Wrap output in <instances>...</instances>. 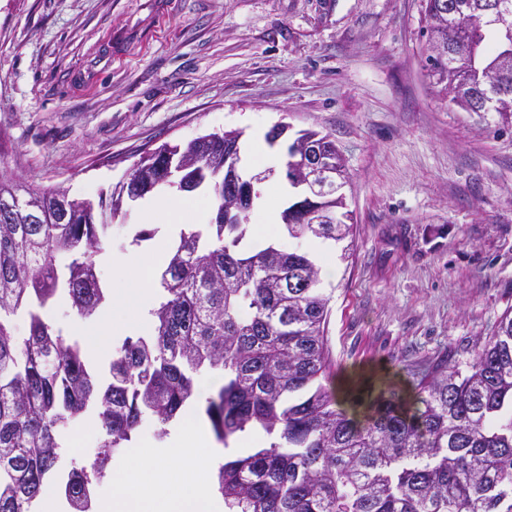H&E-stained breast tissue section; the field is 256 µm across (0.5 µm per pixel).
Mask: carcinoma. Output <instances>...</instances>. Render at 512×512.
Listing matches in <instances>:
<instances>
[{
    "label": "carcinoma",
    "mask_w": 512,
    "mask_h": 512,
    "mask_svg": "<svg viewBox=\"0 0 512 512\" xmlns=\"http://www.w3.org/2000/svg\"><path fill=\"white\" fill-rule=\"evenodd\" d=\"M478 17L493 1L424 0L425 11ZM451 56H426L428 76L453 82L450 103L465 112L512 106V55L491 27L461 37L446 26ZM225 135L192 140L188 173L215 203L209 231L181 232L160 273L152 330L125 338L105 387L80 346L40 310L63 290L88 317L105 300L94 257L106 221L160 185L152 159L98 203L79 200L58 222L60 186L39 187L0 172V512H33L61 459V433L89 407L103 431L89 464L70 462L63 483L70 512H90L91 492L112 454L146 418L160 438L178 419L204 370L224 386L204 407L215 439L262 430L266 443L217 469L225 512H512V312L497 321L465 367L435 359L412 373L413 403L385 385L359 421L341 408L331 382L325 329L328 298L305 252L274 243L244 251L245 224L224 223ZM40 222L30 221L31 211ZM288 237L342 241L351 224H312L289 205ZM29 319L28 335L11 319Z\"/></svg>",
    "instance_id": "cac0c4a2"
}]
</instances>
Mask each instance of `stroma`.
<instances>
[{
    "label": "stroma",
    "mask_w": 512,
    "mask_h": 512,
    "mask_svg": "<svg viewBox=\"0 0 512 512\" xmlns=\"http://www.w3.org/2000/svg\"><path fill=\"white\" fill-rule=\"evenodd\" d=\"M426 27L423 0H0V169L95 201L165 142L238 130L246 153L281 122L330 136L353 238L298 242L275 223L267 240L323 269L334 387L461 364L512 310V124L446 107ZM272 153L248 246L287 184L286 149ZM143 208L112 220L95 258L106 303L83 317L61 292L44 311L102 384L134 314L109 302L124 259L170 255L179 238Z\"/></svg>",
    "instance_id": "1"
}]
</instances>
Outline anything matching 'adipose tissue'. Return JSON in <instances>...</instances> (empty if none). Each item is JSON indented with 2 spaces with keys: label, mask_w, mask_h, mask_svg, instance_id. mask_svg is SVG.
Segmentation results:
<instances>
[{
  "label": "adipose tissue",
  "mask_w": 512,
  "mask_h": 512,
  "mask_svg": "<svg viewBox=\"0 0 512 512\" xmlns=\"http://www.w3.org/2000/svg\"><path fill=\"white\" fill-rule=\"evenodd\" d=\"M215 450L193 412L167 447L135 448L116 476L112 512H224L214 493Z\"/></svg>",
  "instance_id": "ef3b65f1"
}]
</instances>
